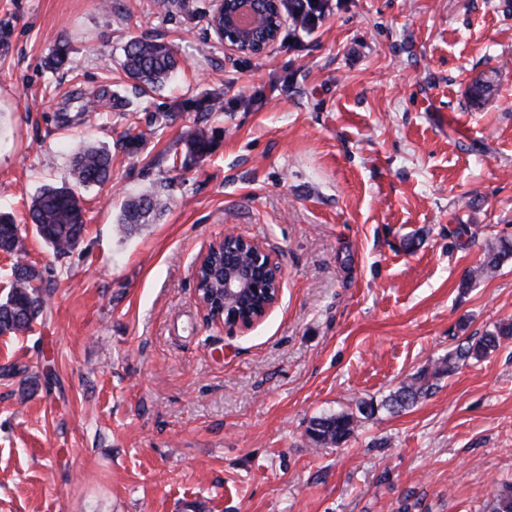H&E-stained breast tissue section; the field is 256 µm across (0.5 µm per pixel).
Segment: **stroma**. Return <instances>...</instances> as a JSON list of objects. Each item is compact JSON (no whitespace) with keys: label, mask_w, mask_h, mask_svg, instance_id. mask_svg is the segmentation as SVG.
<instances>
[{"label":"stroma","mask_w":512,"mask_h":512,"mask_svg":"<svg viewBox=\"0 0 512 512\" xmlns=\"http://www.w3.org/2000/svg\"><path fill=\"white\" fill-rule=\"evenodd\" d=\"M211 9L0 0V210L24 220L77 146L112 155L110 180L79 191L73 253L29 227L24 254H0V295L17 262L48 290L32 331L0 335V366L20 369L0 376V512H489L512 483V340L338 446L306 429L512 319V260L459 288L512 239V0H340L231 59ZM134 37L174 48L161 88L123 72ZM96 93L108 104L88 109ZM151 189L163 211L120 233ZM227 232L283 270L278 306L233 334L193 277ZM509 259H512V240L500 238L489 248L481 266L475 270H469L463 276L460 288H471L478 277L497 270Z\"/></svg>","instance_id":"1"}]
</instances>
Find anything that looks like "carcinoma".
I'll use <instances>...</instances> for the list:
<instances>
[{
  "label": "carcinoma",
  "mask_w": 512,
  "mask_h": 512,
  "mask_svg": "<svg viewBox=\"0 0 512 512\" xmlns=\"http://www.w3.org/2000/svg\"><path fill=\"white\" fill-rule=\"evenodd\" d=\"M68 36L60 37L49 62L60 67L68 61ZM177 66L172 49L164 43L134 38L125 49L123 67L127 75L147 87L162 84ZM189 153L203 157L209 153L210 141L201 131L196 132L188 143ZM112 155L100 146L79 147L71 158L72 183L61 186L47 184L33 198L29 208V219L37 235L56 255L73 251L85 228L83 208L75 188L102 184L110 179ZM164 208L160 197L146 191L129 200L123 207L118 224L131 230L157 215ZM0 251L18 254L24 251V237L19 226L8 214L0 213ZM512 259V240L500 238L492 245L481 266L468 271L460 287L470 288L478 277L497 270ZM11 279V288L0 298V333L16 334L32 329L33 323L42 315L47 292L43 289V275L32 265L15 264L6 272ZM512 339V320L502 322L478 338H467L459 343L433 372L423 371L408 384L399 387L387 399L376 404L361 402L358 413L365 418L384 409L398 413L418 399L431 394L432 380L453 375L461 366L475 360L480 361L496 351L501 342ZM354 414L338 413L314 418L306 429V436L316 446H338L352 433ZM490 512H512V484L499 490L490 507Z\"/></svg>",
  "instance_id": "carcinoma-1"
}]
</instances>
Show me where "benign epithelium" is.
Segmentation results:
<instances>
[{
	"label": "benign epithelium",
	"instance_id": "7a95c632",
	"mask_svg": "<svg viewBox=\"0 0 512 512\" xmlns=\"http://www.w3.org/2000/svg\"><path fill=\"white\" fill-rule=\"evenodd\" d=\"M283 0H214L208 24L224 51L231 56H263L270 53L287 24ZM234 251L251 248L252 263L221 262L210 269L208 287L200 288L202 253L194 269L196 299L212 321L224 322L229 331H248L260 323L279 303L282 268L261 242L226 233L210 244L217 250L229 243Z\"/></svg>",
	"mask_w": 512,
	"mask_h": 512
}]
</instances>
